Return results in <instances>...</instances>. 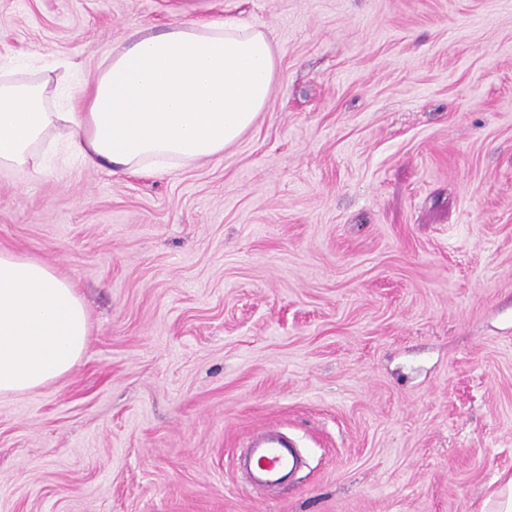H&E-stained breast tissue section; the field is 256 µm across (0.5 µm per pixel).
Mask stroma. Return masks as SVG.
Wrapping results in <instances>:
<instances>
[{"instance_id": "stroma-1", "label": "stroma", "mask_w": 512, "mask_h": 512, "mask_svg": "<svg viewBox=\"0 0 512 512\" xmlns=\"http://www.w3.org/2000/svg\"><path fill=\"white\" fill-rule=\"evenodd\" d=\"M228 17L278 72L223 157L0 172V246L91 321L0 397V512H475L512 472V0H0V56L78 88ZM269 425L305 465L260 491Z\"/></svg>"}]
</instances>
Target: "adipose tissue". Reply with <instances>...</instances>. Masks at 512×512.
Returning a JSON list of instances; mask_svg holds the SVG:
<instances>
[{
	"label": "adipose tissue",
	"mask_w": 512,
	"mask_h": 512,
	"mask_svg": "<svg viewBox=\"0 0 512 512\" xmlns=\"http://www.w3.org/2000/svg\"><path fill=\"white\" fill-rule=\"evenodd\" d=\"M276 77L266 34L233 19L137 32L76 95L34 62L0 65V171L45 173L58 149L123 175L223 156L264 111ZM61 122L69 126L66 140L47 148ZM89 336L74 284L0 247V395L32 393L64 377Z\"/></svg>",
	"instance_id": "adipose-tissue-1"
}]
</instances>
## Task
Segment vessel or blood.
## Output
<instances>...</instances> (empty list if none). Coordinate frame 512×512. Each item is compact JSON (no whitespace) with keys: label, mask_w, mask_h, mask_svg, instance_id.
Listing matches in <instances>:
<instances>
[{"label":"vessel or blood","mask_w":512,"mask_h":512,"mask_svg":"<svg viewBox=\"0 0 512 512\" xmlns=\"http://www.w3.org/2000/svg\"><path fill=\"white\" fill-rule=\"evenodd\" d=\"M253 459L252 481L257 485H277L299 466L294 442L273 430H261L249 443Z\"/></svg>","instance_id":"b4317fda"}]
</instances>
